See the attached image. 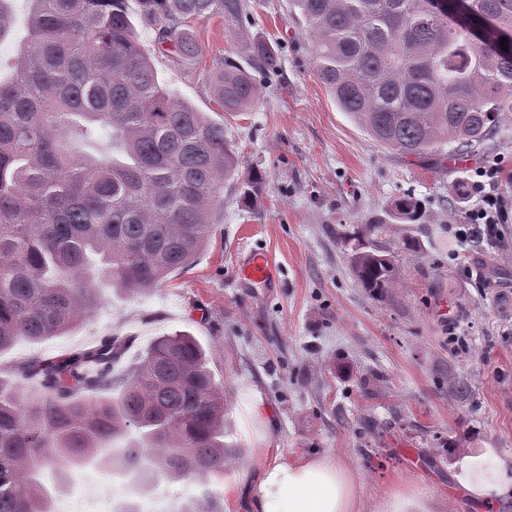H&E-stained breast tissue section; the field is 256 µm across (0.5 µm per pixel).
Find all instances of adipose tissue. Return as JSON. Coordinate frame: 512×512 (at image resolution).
Wrapping results in <instances>:
<instances>
[{
  "label": "adipose tissue",
  "mask_w": 512,
  "mask_h": 512,
  "mask_svg": "<svg viewBox=\"0 0 512 512\" xmlns=\"http://www.w3.org/2000/svg\"><path fill=\"white\" fill-rule=\"evenodd\" d=\"M512 457L494 450L461 464L459 483L468 496L490 500L507 492L504 477ZM359 489L352 470L331 455L264 459L256 470H241L228 497L245 495L249 512H356Z\"/></svg>",
  "instance_id": "1"
}]
</instances>
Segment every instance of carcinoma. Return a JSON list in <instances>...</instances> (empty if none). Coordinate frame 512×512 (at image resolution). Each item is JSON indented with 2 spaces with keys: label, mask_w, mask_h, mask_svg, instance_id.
<instances>
[{
  "label": "carcinoma",
  "mask_w": 512,
  "mask_h": 512,
  "mask_svg": "<svg viewBox=\"0 0 512 512\" xmlns=\"http://www.w3.org/2000/svg\"><path fill=\"white\" fill-rule=\"evenodd\" d=\"M29 40L0 80V350L57 336L88 317L95 276L131 294L160 287L193 263L214 229L224 180L238 156L224 125L160 86L126 0H31ZM314 37L317 75L338 107L375 140L410 156L459 160L485 151L512 119V0H468L482 36L455 21L457 0H294ZM139 18L186 66L198 63L194 22H239L244 0H138ZM507 48H501V39ZM260 70L276 59L254 48ZM226 112L248 111L257 81L240 66L211 72ZM112 129L119 154L96 158L71 143ZM450 146L444 151V146ZM412 196L391 218L416 222ZM353 276L376 300L399 284L390 250L358 247ZM111 338L22 366L36 396L0 385V512H49L36 481L91 454L118 457L142 476L224 473V391L203 345L187 332L158 336L123 377ZM97 364L90 370L87 364ZM448 395L468 380L453 371ZM112 389L110 403L86 392ZM124 448L109 440L130 431Z\"/></svg>",
  "instance_id": "carcinoma-1"
}]
</instances>
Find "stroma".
Instances as JSON below:
<instances>
[{"instance_id":"35a3bbf8","label":"stroma","mask_w":512,"mask_h":512,"mask_svg":"<svg viewBox=\"0 0 512 512\" xmlns=\"http://www.w3.org/2000/svg\"><path fill=\"white\" fill-rule=\"evenodd\" d=\"M241 22L213 17L193 31L202 57L188 68L159 50L151 26L137 24L141 46L160 83L222 123L239 169L258 172L262 190L243 203L227 180L214 212V234L188 267L158 289L129 294L101 283L91 314L78 327L0 350V380L21 383L19 369L37 358L84 352L108 337L125 348L112 365L126 374L156 336L186 331L205 347L227 400L226 443L238 462L204 480L155 478L132 484L121 465L90 463L56 489L53 512H226L224 488L254 467L258 434L289 458L333 454L360 484V512H386L406 496L428 512H512V493L493 505L460 487L456 457L496 449L512 455V121L497 142L466 163L406 156L377 142L342 112L320 82L314 40L294 0H246ZM13 23L0 40V77L9 78L28 37L29 0H12ZM277 54L258 74V96L242 114H227L209 71L221 62L251 66L253 47ZM494 185L503 202L501 236L462 240L461 225L478 208L476 181ZM422 208L413 224H392L403 196ZM392 224L402 286L376 302L351 271L346 236L366 224ZM262 246L278 268L270 294L235 287L242 248ZM466 377L468 401L451 399L441 373ZM258 391L273 411L261 428L245 394Z\"/></svg>"}]
</instances>
